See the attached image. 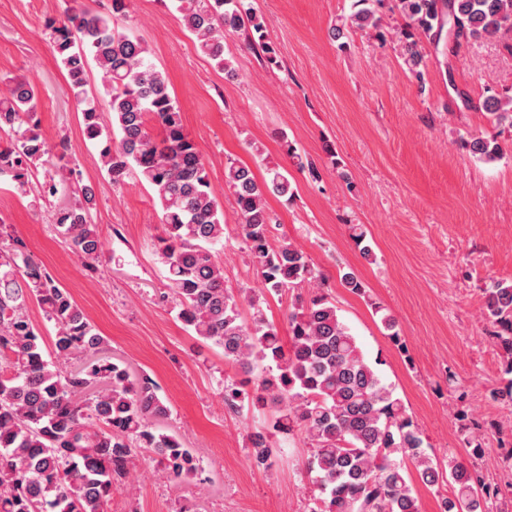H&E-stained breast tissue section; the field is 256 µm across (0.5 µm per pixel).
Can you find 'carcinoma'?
<instances>
[{
  "label": "carcinoma",
  "mask_w": 512,
  "mask_h": 512,
  "mask_svg": "<svg viewBox=\"0 0 512 512\" xmlns=\"http://www.w3.org/2000/svg\"><path fill=\"white\" fill-rule=\"evenodd\" d=\"M197 48L235 75L224 57V33L246 26L273 62L266 23L247 0H173ZM384 0H354L351 25L379 28L377 7ZM129 0H111L109 12L75 6L47 28L66 72V89L83 117L84 137L105 141L100 155L107 175L120 184L129 171L153 190L162 210L164 236L156 245L178 319L204 342L223 350L249 378L224 386V400L274 410L272 429L288 434L301 428L311 441L306 468L318 496L310 512H420L408 465L435 487L454 486L441 512H492L499 489L478 471L450 457L432 459L424 436L394 390L365 359L336 305L323 295L299 303L288 314V339L261 311L247 322L245 298L224 287V268L215 246L224 240V210L213 196L203 156L186 132L166 76L148 60L141 38L120 24ZM408 19L400 31L404 62L424 81L420 37L448 53L473 40L512 31V0H393L389 10ZM100 72L103 105L88 89L91 66ZM0 93V131H13L0 147V179L22 188L32 168L53 158L37 119V91L20 77ZM480 109L512 127V96L492 93ZM469 153L486 162L503 158L496 139L474 137ZM225 183L239 217L242 243L254 257L266 290L278 293L318 278L308 256L290 242L269 244L273 219L269 194L293 196L288 177L268 170L260 182L234 163ZM82 200L60 210L56 225L85 269L97 272L102 243L93 224L95 193L81 188ZM54 327L52 354L25 311L28 299ZM483 313L501 351L503 373L511 376L496 392L512 401V281L486 289ZM107 341L69 291L36 261L25 242L11 238L0 260V512H107L117 485L134 458L154 462L178 482L198 473L200 460L158 423L171 409L147 373L99 356ZM271 433L250 437L253 458L263 464L273 450Z\"/></svg>",
  "instance_id": "carcinoma-1"
}]
</instances>
